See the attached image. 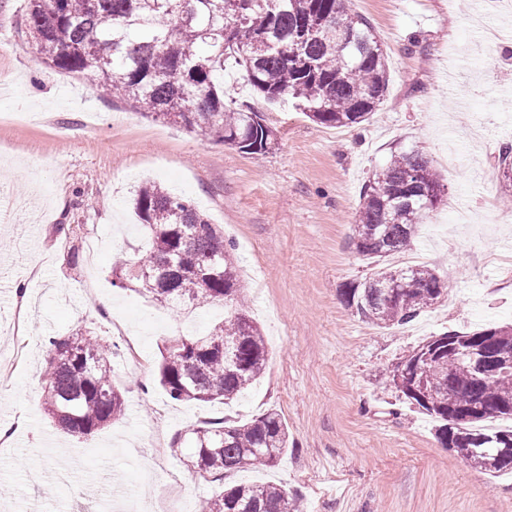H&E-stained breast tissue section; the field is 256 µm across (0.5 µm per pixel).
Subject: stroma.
Here are the masks:
<instances>
[{
    "label": "stroma",
    "instance_id": "stroma-1",
    "mask_svg": "<svg viewBox=\"0 0 512 512\" xmlns=\"http://www.w3.org/2000/svg\"><path fill=\"white\" fill-rule=\"evenodd\" d=\"M388 56L390 81L369 119L324 127L292 102L267 104L235 60L224 101L252 104L277 134L243 154L142 117L78 74L50 68L25 19L29 0H0V512H107L115 493L151 507L176 472L191 512L224 488L267 482L303 512H512V473L488 474L443 448L434 419L390 385L393 365L430 337L512 321V182L498 168L512 142V50L471 22L477 0H345ZM420 146L445 195L411 245L451 288L413 322L381 328L356 316L346 284L374 271L349 243L360 191L392 151ZM151 180L190 200L223 231L236 267L257 263L265 294L240 278L234 302L261 327L262 378L230 404L177 403L158 383L166 344L224 318L223 304L173 311L112 284L142 234L137 187ZM27 283L25 319L16 314ZM94 328L133 344L146 370L119 379L120 419L77 437L42 409L47 337ZM277 410L294 446L275 466L201 476L176 438L189 426L244 423Z\"/></svg>",
    "mask_w": 512,
    "mask_h": 512
}]
</instances>
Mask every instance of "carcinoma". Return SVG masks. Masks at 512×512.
Returning a JSON list of instances; mask_svg holds the SVG:
<instances>
[{"mask_svg": "<svg viewBox=\"0 0 512 512\" xmlns=\"http://www.w3.org/2000/svg\"><path fill=\"white\" fill-rule=\"evenodd\" d=\"M27 26L54 68L81 74L100 90L161 118L204 142L244 154L272 149L274 131L248 104L224 103V62L234 57L248 83L268 102L289 98L314 123L351 127L367 119L389 84L382 44L368 21L344 0H29ZM431 159L415 146L394 151L365 182L352 243L368 259L410 245L442 201ZM145 229V254L113 269L119 288L134 287L178 310L232 302L240 288L224 234L185 198L144 182L133 199ZM448 290L423 265L381 266L342 289L346 305L382 328L403 326ZM485 349L482 369L449 341L434 336L406 355L407 372L390 382L439 423L440 444L490 472H512V427L491 431L490 419H512V375L497 374L512 356V324L465 333ZM41 374L44 410L53 424L87 436L125 412L112 382V342L85 329L48 339ZM268 351L258 325L234 310L206 334L183 337L162 355L159 383L176 401H231L259 380ZM196 467L217 476L271 467L286 453L287 427L271 409L247 423L216 420L177 438ZM288 492L272 483H241L210 499L203 512H293Z\"/></svg>", "mask_w": 512, "mask_h": 512, "instance_id": "1", "label": "carcinoma"}]
</instances>
